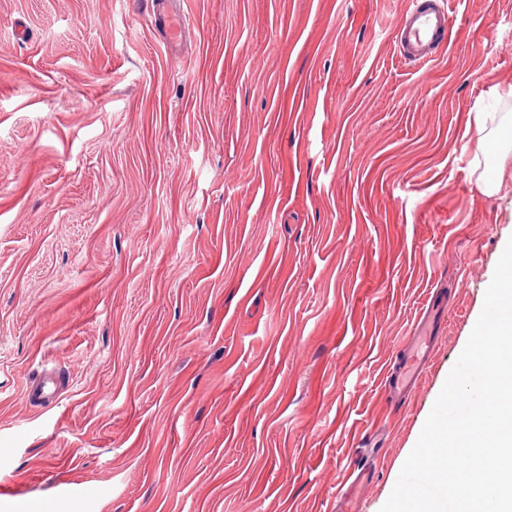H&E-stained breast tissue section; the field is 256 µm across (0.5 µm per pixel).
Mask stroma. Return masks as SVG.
<instances>
[{
    "label": "stroma",
    "instance_id": "35a3bbf8",
    "mask_svg": "<svg viewBox=\"0 0 512 512\" xmlns=\"http://www.w3.org/2000/svg\"><path fill=\"white\" fill-rule=\"evenodd\" d=\"M408 2L0 0V512H380L512 237V0L424 66ZM477 139L472 150L471 170L476 173L481 168V158L490 153L499 152L505 144L511 145V136H503L505 130L512 128L511 112H476ZM440 310L441 305L431 299L410 336H406L397 355L389 362L385 397L390 407L405 403L424 378L436 349L437 336L431 335L441 318ZM373 475L372 469L364 464L350 465L346 470V481L336 495V512H362L363 487Z\"/></svg>",
    "mask_w": 512,
    "mask_h": 512
}]
</instances>
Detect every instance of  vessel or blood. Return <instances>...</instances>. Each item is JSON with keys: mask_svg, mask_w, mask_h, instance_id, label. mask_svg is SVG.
Returning a JSON list of instances; mask_svg holds the SVG:
<instances>
[{"mask_svg": "<svg viewBox=\"0 0 512 512\" xmlns=\"http://www.w3.org/2000/svg\"><path fill=\"white\" fill-rule=\"evenodd\" d=\"M448 30V10L441 0L426 6L411 0L394 25L399 52L408 60L428 63L437 55L436 46ZM441 306L429 301L419 315L410 336L403 341L397 355L389 363L385 397L396 406L416 391L432 360L437 339L433 330L440 318ZM373 478L370 467L350 465L346 480L336 495V512H363V487Z\"/></svg>", "mask_w": 512, "mask_h": 512, "instance_id": "obj_1", "label": "vessel or blood"}]
</instances>
